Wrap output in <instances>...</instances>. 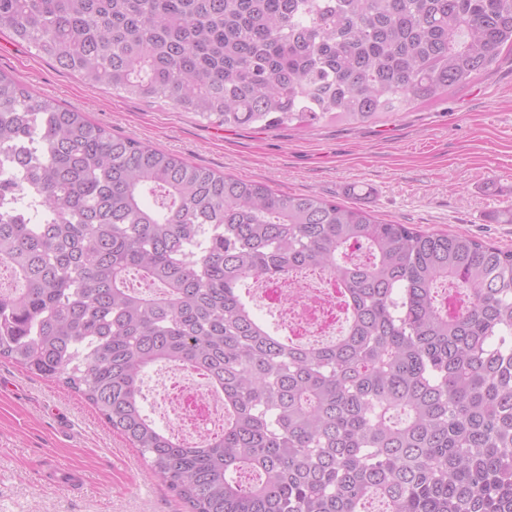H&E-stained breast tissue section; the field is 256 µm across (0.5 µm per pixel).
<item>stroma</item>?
Returning a JSON list of instances; mask_svg holds the SVG:
<instances>
[{
	"label": "stroma",
	"mask_w": 512,
	"mask_h": 512,
	"mask_svg": "<svg viewBox=\"0 0 512 512\" xmlns=\"http://www.w3.org/2000/svg\"><path fill=\"white\" fill-rule=\"evenodd\" d=\"M0 71L112 134L277 192L352 204L377 188L378 219L512 250V52L465 90L387 125L225 127L92 87L0 31ZM0 512H186L139 452L58 383L0 360Z\"/></svg>",
	"instance_id": "1"
}]
</instances>
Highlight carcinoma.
<instances>
[{"label":"carcinoma","mask_w":512,"mask_h":512,"mask_svg":"<svg viewBox=\"0 0 512 512\" xmlns=\"http://www.w3.org/2000/svg\"><path fill=\"white\" fill-rule=\"evenodd\" d=\"M0 30L209 122L385 124L493 70L512 0H0ZM1 163L0 360L84 397L189 512H512V250L190 165L5 73ZM299 268L335 278L339 338L243 300ZM159 364L224 394L223 432L156 426Z\"/></svg>","instance_id":"1"}]
</instances>
